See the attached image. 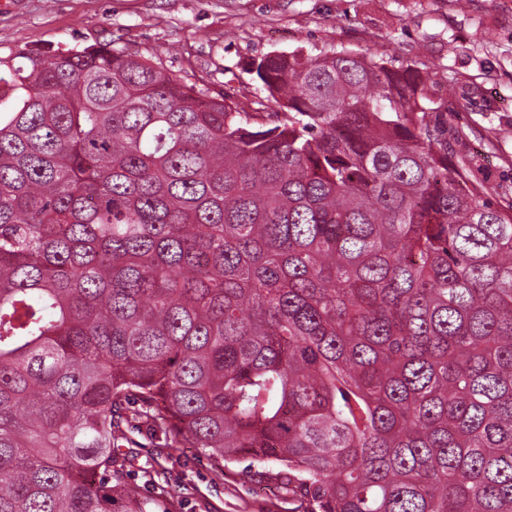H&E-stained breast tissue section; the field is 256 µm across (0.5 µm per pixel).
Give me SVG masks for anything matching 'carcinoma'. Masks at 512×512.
Here are the masks:
<instances>
[{"mask_svg":"<svg viewBox=\"0 0 512 512\" xmlns=\"http://www.w3.org/2000/svg\"><path fill=\"white\" fill-rule=\"evenodd\" d=\"M110 43L0 58V512H148L117 410L308 512H512V208L423 70Z\"/></svg>","mask_w":512,"mask_h":512,"instance_id":"1","label":"carcinoma"}]
</instances>
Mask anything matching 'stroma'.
Returning a JSON list of instances; mask_svg holds the SVG:
<instances>
[{"label":"stroma","instance_id":"35a3bbf8","mask_svg":"<svg viewBox=\"0 0 512 512\" xmlns=\"http://www.w3.org/2000/svg\"><path fill=\"white\" fill-rule=\"evenodd\" d=\"M110 42L162 62L210 94L262 96L249 70L277 51L317 56L342 45L425 63L448 97L452 148L512 207V0H12L0 10V57ZM120 452L125 482L151 512H295L276 463L221 464L132 422Z\"/></svg>","mask_w":512,"mask_h":512}]
</instances>
